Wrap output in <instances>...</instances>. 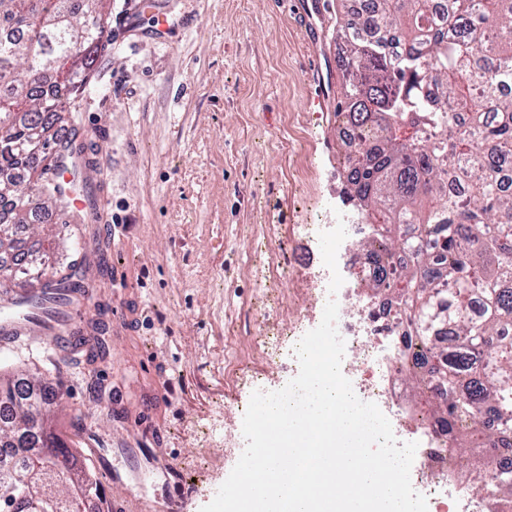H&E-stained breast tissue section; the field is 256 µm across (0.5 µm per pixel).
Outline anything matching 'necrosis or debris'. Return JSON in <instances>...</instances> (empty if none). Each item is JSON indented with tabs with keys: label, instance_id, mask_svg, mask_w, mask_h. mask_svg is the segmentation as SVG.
<instances>
[{
	"label": "necrosis or debris",
	"instance_id": "necrosis-or-debris-1",
	"mask_svg": "<svg viewBox=\"0 0 512 512\" xmlns=\"http://www.w3.org/2000/svg\"><path fill=\"white\" fill-rule=\"evenodd\" d=\"M314 279L319 302L333 298L340 305L337 330L348 352L341 370L355 394L378 405L398 441L418 444L411 482L426 497L428 512H485L481 498L466 494L463 484L448 478L454 450L447 431L420 414L401 385L408 342L390 320L387 299L359 298L352 279L330 292L331 272L325 267L315 272Z\"/></svg>",
	"mask_w": 512,
	"mask_h": 512
}]
</instances>
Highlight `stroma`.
I'll use <instances>...</instances> for the list:
<instances>
[{"instance_id":"obj_1","label":"stroma","mask_w":512,"mask_h":512,"mask_svg":"<svg viewBox=\"0 0 512 512\" xmlns=\"http://www.w3.org/2000/svg\"><path fill=\"white\" fill-rule=\"evenodd\" d=\"M154 2L136 16L132 0H112L77 101L97 209H65L31 231L57 242L51 275L96 235L101 261L85 275L101 328L81 360L0 351V375L51 371L73 451L88 428L104 448L161 450L174 469L156 474L146 498L200 512L245 448L251 381L283 374L266 337L319 311L322 254L301 225L323 222L322 199L354 206L334 117L341 88L321 97L313 73L318 55L342 52L331 31L343 7L328 0L313 49L292 0ZM160 14L170 28L157 36Z\"/></svg>"}]
</instances>
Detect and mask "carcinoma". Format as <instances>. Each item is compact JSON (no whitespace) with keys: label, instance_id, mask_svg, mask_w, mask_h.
I'll return each instance as SVG.
<instances>
[{"label":"carcinoma","instance_id":"1","mask_svg":"<svg viewBox=\"0 0 512 512\" xmlns=\"http://www.w3.org/2000/svg\"><path fill=\"white\" fill-rule=\"evenodd\" d=\"M337 31L344 44V87L336 122L357 130L345 149L352 197L375 238L366 286H392L395 319L417 354L439 365L407 373L424 396L435 380L448 400L429 413L453 435L454 471L475 467L473 436L493 405L512 431V192L502 186L499 155L512 152V0H452L448 35L434 31L430 0H373ZM111 0H0V288L43 275L44 254L17 250L19 229L50 223L68 203L52 170L76 151L74 138L47 132L72 119L103 44ZM400 32L398 58H387L375 30ZM436 67L439 95L425 93ZM463 117L457 137L444 128ZM421 234L441 225L442 258L415 253L392 274L388 260L408 247L401 225ZM493 350L487 377L472 352ZM59 391L40 377L0 380V512H85L93 482L54 428ZM469 427L455 432L457 422ZM71 474L63 491L56 472ZM495 501L512 498V472L492 476Z\"/></svg>","mask_w":512,"mask_h":512}]
</instances>
